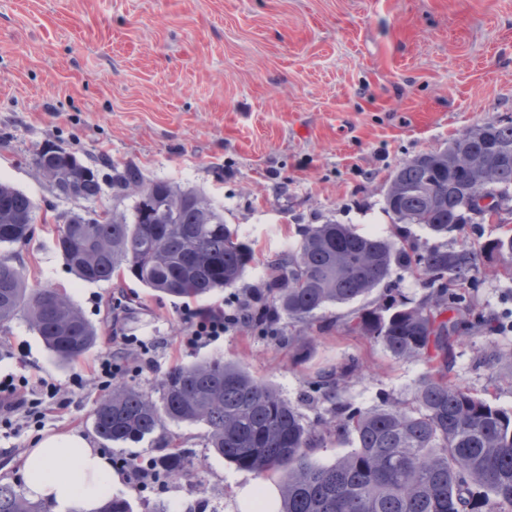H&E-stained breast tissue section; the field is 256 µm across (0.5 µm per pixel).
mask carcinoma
I'll use <instances>...</instances> for the list:
<instances>
[{
	"mask_svg": "<svg viewBox=\"0 0 512 512\" xmlns=\"http://www.w3.org/2000/svg\"><path fill=\"white\" fill-rule=\"evenodd\" d=\"M50 187L62 196L96 201L112 193V213H78L59 230L57 247L77 277L89 283L128 272L139 284L181 300H199L239 287L255 261L238 230L202 194L152 179L133 164L101 159L84 164L47 146L35 157ZM512 192V119L477 125L442 151L418 155L389 181L384 211L397 224H424L437 235L461 232L465 211L485 197ZM36 205L0 182V246L20 243L32 230ZM295 246L263 263L259 286L245 287L238 321L261 333L281 317L310 325L328 305L348 304L384 283L393 269L414 275L425 298L362 308L348 331L380 342L396 359L421 357L428 374L409 404L367 411L342 400L344 369L314 382L333 405L334 421L309 424L279 391L239 364L213 358L170 369L159 397L112 382L94 411L105 441L137 444L166 423L207 428L206 449L262 480L278 479V512H483L476 491L512 507V413L474 394L449 375L455 337L470 309L459 290L480 260L496 262V276L512 279V236L421 248L409 236L389 240L346 224L309 225ZM26 321L60 362L97 341L94 326L58 288H29L22 269L0 255V323ZM352 434L356 447L332 465L314 459L331 435ZM194 462L182 448L159 461L172 478ZM0 512H49L10 484H0ZM95 512H133L121 494Z\"/></svg>",
	"mask_w": 512,
	"mask_h": 512,
	"instance_id": "1",
	"label": "carcinoma"
}]
</instances>
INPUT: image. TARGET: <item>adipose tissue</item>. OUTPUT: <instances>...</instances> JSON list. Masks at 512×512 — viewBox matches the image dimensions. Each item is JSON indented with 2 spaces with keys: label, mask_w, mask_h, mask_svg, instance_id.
<instances>
[{
  "label": "adipose tissue",
  "mask_w": 512,
  "mask_h": 512,
  "mask_svg": "<svg viewBox=\"0 0 512 512\" xmlns=\"http://www.w3.org/2000/svg\"><path fill=\"white\" fill-rule=\"evenodd\" d=\"M20 472L27 495L52 512L80 506L92 512L117 480L105 453L75 431L44 435L27 451Z\"/></svg>",
  "instance_id": "ef3b65f1"
}]
</instances>
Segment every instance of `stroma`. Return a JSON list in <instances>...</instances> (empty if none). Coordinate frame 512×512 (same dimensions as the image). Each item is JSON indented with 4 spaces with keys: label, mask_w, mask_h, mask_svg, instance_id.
<instances>
[{
    "label": "stroma",
    "mask_w": 512,
    "mask_h": 512,
    "mask_svg": "<svg viewBox=\"0 0 512 512\" xmlns=\"http://www.w3.org/2000/svg\"><path fill=\"white\" fill-rule=\"evenodd\" d=\"M512 118V0H0V181L35 203L33 235L10 246L32 286L66 289L96 327V344L56 362L26 322L0 328V382L43 379L39 412L0 417V483L23 488L20 466L32 442L79 431L112 461L156 462L183 448L195 475L118 487L133 512H252V497L277 485L239 470L205 448V426L167 425L137 444L97 438L93 414L110 391L98 373L114 352L129 385L156 392L173 366L221 357L268 381L305 421L327 422L314 394L318 372L349 366L342 397L358 409L408 403L428 365L394 359L376 340L349 333L358 309L413 300L426 291L393 270L388 287L320 311L309 326L280 321L281 336L242 325L202 348L185 344L198 312L233 311L227 290L199 301L157 296L129 275L89 284L70 272L56 246L65 215L111 209L57 196L33 166L56 144L83 162H131L151 178L203 193L257 263L294 246L308 224L336 222L395 238L384 210L393 172L436 152L469 128ZM419 246L501 235L494 223L447 237L412 224ZM473 316L498 331H463L450 371L479 396L512 412V280L482 264L463 290Z\"/></svg>",
    "instance_id": "35a3bbf8"
}]
</instances>
